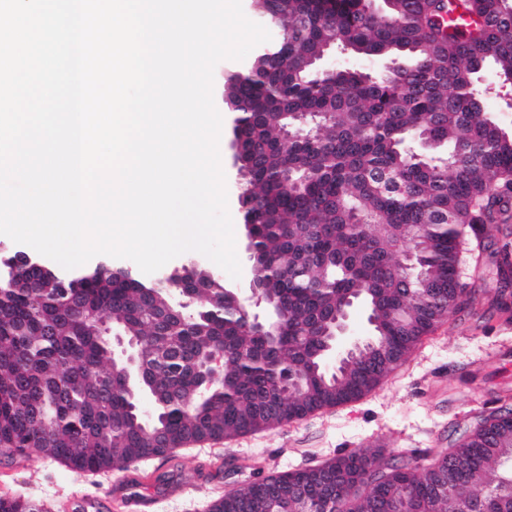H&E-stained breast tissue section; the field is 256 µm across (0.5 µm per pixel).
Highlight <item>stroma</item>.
Returning a JSON list of instances; mask_svg holds the SVG:
<instances>
[{
	"instance_id": "1",
	"label": "stroma",
	"mask_w": 512,
	"mask_h": 512,
	"mask_svg": "<svg viewBox=\"0 0 512 512\" xmlns=\"http://www.w3.org/2000/svg\"><path fill=\"white\" fill-rule=\"evenodd\" d=\"M247 66L244 60L221 61L213 82L215 106L223 111L219 149L228 206L236 252L243 260L240 278L224 280L230 287L247 286L251 268L244 260L240 176L232 160L234 116L223 109L221 77ZM505 396L512 398V326H504L497 314H485L478 323L452 315L404 365L360 401L232 441L195 444L176 461L152 459L148 467L153 481L144 486L129 484L125 490L148 500L144 512H207L208 505L227 489L359 449L381 448L391 457L448 447L459 427L494 408L497 398ZM1 470L10 474L7 495L42 502L76 493L98 502L97 512H111L108 486L120 479L116 472L76 475L35 452L13 460L0 456ZM182 483L196 484L197 489L189 495L178 494Z\"/></svg>"
}]
</instances>
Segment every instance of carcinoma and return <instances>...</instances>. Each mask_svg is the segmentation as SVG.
<instances>
[{
  "mask_svg": "<svg viewBox=\"0 0 512 512\" xmlns=\"http://www.w3.org/2000/svg\"><path fill=\"white\" fill-rule=\"evenodd\" d=\"M277 42L236 76L233 131L250 138L239 200L253 225L263 305L272 335L248 328L224 298V280L184 271L192 306L175 314L165 286L100 260L49 291L41 264L18 267L28 287L0 297V448L34 451L78 472H122L190 441L232 439L361 398L404 364L448 316L489 309L512 319V132L485 109L478 79L512 84L509 0H393L382 16L362 0H257ZM392 67L316 74L323 48ZM311 121L300 138L283 132ZM447 146L420 159L410 142ZM418 266L405 270L404 246ZM482 266L484 287L461 273L463 254ZM436 282L425 302L405 282ZM364 302L373 335L394 356L324 369L327 336L349 301ZM128 337H150L146 392L160 396L150 420L112 360L97 318ZM229 353L222 382L203 391L197 361ZM307 388L284 393L273 373ZM477 416L449 447L418 460L378 448L272 474L224 493L220 512H447L439 473L453 470L470 512H512V400ZM303 497L277 503L282 484ZM0 512H44L0 500Z\"/></svg>",
  "mask_w": 512,
  "mask_h": 512,
  "instance_id": "1",
  "label": "carcinoma"
}]
</instances>
